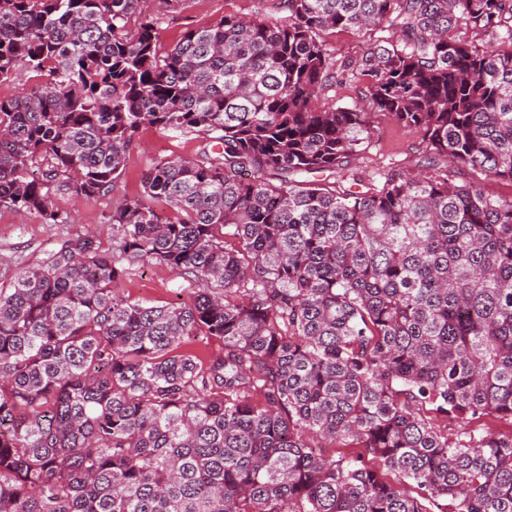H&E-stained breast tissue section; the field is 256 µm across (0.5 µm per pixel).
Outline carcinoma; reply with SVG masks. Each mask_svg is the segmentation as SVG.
<instances>
[{"instance_id": "obj_1", "label": "carcinoma", "mask_w": 512, "mask_h": 512, "mask_svg": "<svg viewBox=\"0 0 512 512\" xmlns=\"http://www.w3.org/2000/svg\"><path fill=\"white\" fill-rule=\"evenodd\" d=\"M161 48L148 0H0V206L67 224L144 126L203 136L0 288V512H512V0H280ZM380 31L338 61L322 34ZM390 36H383L384 32ZM484 38L483 50L469 34ZM367 79L417 133L412 169L356 159ZM177 269L191 299L117 286ZM215 340L207 366L188 346ZM312 437L355 452L327 456ZM455 180L457 182H477L480 184L485 195L492 198L512 197V184L497 179H484L479 173L472 172L465 168L456 170ZM119 288L123 295L149 304H164L175 299L177 288H186L181 293L182 300L188 299L192 291L180 271L151 263L131 267ZM492 428L503 434H509L510 426L505 422H499L492 418H482L473 420L471 422L463 421L461 419L454 418L448 419V436L455 437V435L461 432L463 429H483Z\"/></svg>"}]
</instances>
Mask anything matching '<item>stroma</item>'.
I'll return each mask as SVG.
<instances>
[{
  "label": "stroma",
  "instance_id": "obj_1",
  "mask_svg": "<svg viewBox=\"0 0 512 512\" xmlns=\"http://www.w3.org/2000/svg\"><path fill=\"white\" fill-rule=\"evenodd\" d=\"M153 6L156 14L163 17L159 40L165 48L175 45L186 30L208 26L227 14L245 18L259 15L270 20L282 15L279 0H185L174 13L167 12L163 0H154ZM369 121L372 136L364 153V171L391 163L404 167L421 156L422 144L417 134L382 112H372ZM201 146V138L195 135L176 137L155 127L142 128L127 151L124 173L110 193L88 203L68 196L56 197V207L70 216L66 224H45L33 217L23 221L13 210L1 207L0 287H9L20 271L46 262L69 237L89 234L103 248H111L112 227L105 224V214L124 199L142 196V174L152 162L192 158ZM186 286L178 270L151 263L131 267L120 284L123 295L149 304L175 299L176 289Z\"/></svg>",
  "mask_w": 512,
  "mask_h": 512
}]
</instances>
